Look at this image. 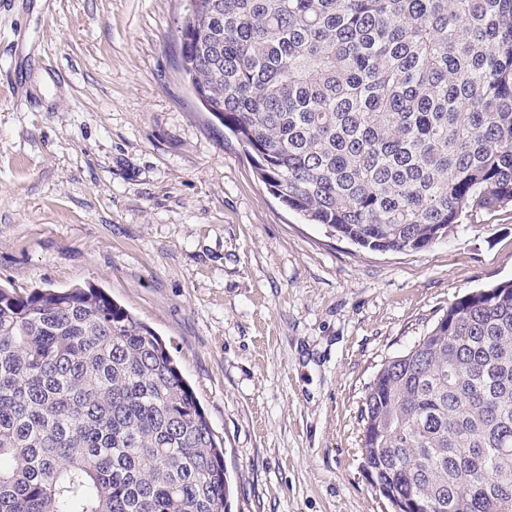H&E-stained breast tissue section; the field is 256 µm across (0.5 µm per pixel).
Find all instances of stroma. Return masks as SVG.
<instances>
[{
  "label": "stroma",
  "instance_id": "obj_1",
  "mask_svg": "<svg viewBox=\"0 0 512 512\" xmlns=\"http://www.w3.org/2000/svg\"><path fill=\"white\" fill-rule=\"evenodd\" d=\"M187 0H0V286L93 285L166 343L230 512H390L362 468L382 364L512 279V206L371 252L283 207L180 71Z\"/></svg>",
  "mask_w": 512,
  "mask_h": 512
}]
</instances>
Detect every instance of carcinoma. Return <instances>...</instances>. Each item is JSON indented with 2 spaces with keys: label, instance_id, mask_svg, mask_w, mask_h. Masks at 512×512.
<instances>
[{
  "label": "carcinoma",
  "instance_id": "obj_1",
  "mask_svg": "<svg viewBox=\"0 0 512 512\" xmlns=\"http://www.w3.org/2000/svg\"><path fill=\"white\" fill-rule=\"evenodd\" d=\"M181 67L266 189L363 249L512 204V0H194ZM365 396L362 467L512 512V280L448 305ZM166 343L102 289L0 288V512H228Z\"/></svg>",
  "mask_w": 512,
  "mask_h": 512
}]
</instances>
